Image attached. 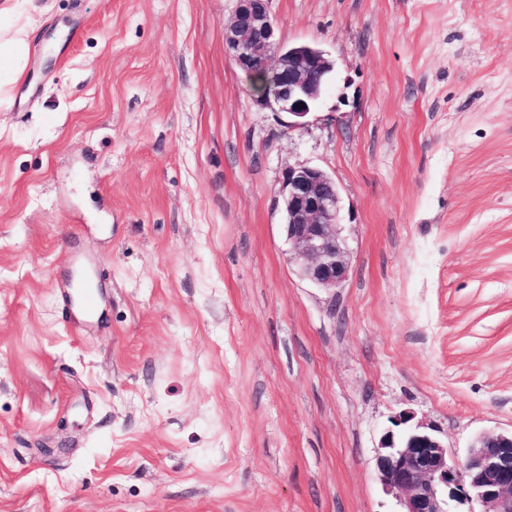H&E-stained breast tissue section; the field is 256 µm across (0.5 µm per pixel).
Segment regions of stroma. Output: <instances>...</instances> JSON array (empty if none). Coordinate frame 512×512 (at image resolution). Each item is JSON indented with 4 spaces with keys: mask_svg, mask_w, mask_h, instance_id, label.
<instances>
[{
    "mask_svg": "<svg viewBox=\"0 0 512 512\" xmlns=\"http://www.w3.org/2000/svg\"><path fill=\"white\" fill-rule=\"evenodd\" d=\"M33 5L0 100V512H395L391 416L460 457L512 430V0H271L335 63L295 130L225 51L235 0ZM298 165L339 190L333 289L290 259Z\"/></svg>",
    "mask_w": 512,
    "mask_h": 512,
    "instance_id": "obj_1",
    "label": "stroma"
}]
</instances>
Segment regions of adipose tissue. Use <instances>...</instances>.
<instances>
[{"label": "adipose tissue", "mask_w": 512, "mask_h": 512, "mask_svg": "<svg viewBox=\"0 0 512 512\" xmlns=\"http://www.w3.org/2000/svg\"><path fill=\"white\" fill-rule=\"evenodd\" d=\"M35 25L20 0H0V72L20 78L29 64Z\"/></svg>", "instance_id": "1"}]
</instances>
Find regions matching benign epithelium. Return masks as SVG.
Wrapping results in <instances>:
<instances>
[{
	"label": "benign epithelium",
	"mask_w": 512,
	"mask_h": 512,
	"mask_svg": "<svg viewBox=\"0 0 512 512\" xmlns=\"http://www.w3.org/2000/svg\"><path fill=\"white\" fill-rule=\"evenodd\" d=\"M224 45L246 75L259 110L286 115L289 129L307 125L334 70L325 50L309 43L281 45L270 0H236L224 25ZM279 196L284 235L300 276L321 288L340 285L347 276V248L333 178L317 167L290 166L282 171ZM389 422L375 471L383 491L394 496L396 512H457L474 503L479 512H512V432L483 431L459 458L408 413Z\"/></svg>",
	"instance_id": "benign-epithelium-1"
}]
</instances>
